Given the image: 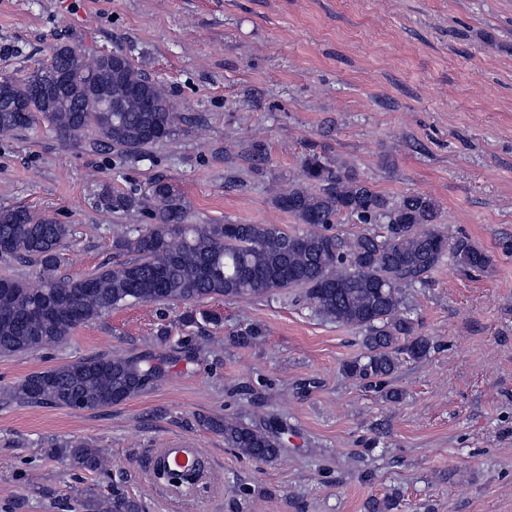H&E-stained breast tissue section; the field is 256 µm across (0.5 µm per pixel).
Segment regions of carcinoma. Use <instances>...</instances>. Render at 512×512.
<instances>
[{"mask_svg": "<svg viewBox=\"0 0 512 512\" xmlns=\"http://www.w3.org/2000/svg\"><path fill=\"white\" fill-rule=\"evenodd\" d=\"M72 76L65 101L52 111L33 100L32 88L52 70ZM138 87L154 102L142 111L130 93ZM32 106L15 112L17 102ZM42 115L67 143L95 150L107 142L126 158L171 137L179 113L165 86L136 70L122 51L88 54L76 46L55 49L48 63L21 82L0 78V134L27 129ZM93 131L97 138L87 133ZM312 187L289 186L277 196L280 209L307 225L301 233L279 224H189L180 188L165 179L136 193L99 185L96 206L107 214L145 211L149 224H128L112 237V249L131 259L92 274H57L61 249L76 235L70 224L37 216L20 207H0V256L33 261L38 284L0 276V356L31 353L68 342L74 330L132 303L182 305L181 322H216L195 306L205 299L264 297L299 288L318 315L362 334L363 356L344 373L378 388L393 374L399 355L421 359L430 343L414 335V321L403 289L426 282L449 256L464 271L486 268L488 256L465 237L449 239L437 228L439 208L430 196L411 193L398 200L374 190L321 155L304 161ZM368 225L351 236L331 233L340 217ZM162 373L148 359L94 355L34 372L3 391L17 405H50L95 411L137 395ZM202 425L224 437V444L249 459L268 462L280 453L271 429L231 417L205 416ZM75 468L98 473L107 458L87 440L54 443L48 449ZM82 512H140L134 499H103L80 493Z\"/></svg>", "mask_w": 512, "mask_h": 512, "instance_id": "carcinoma-1", "label": "carcinoma"}]
</instances>
